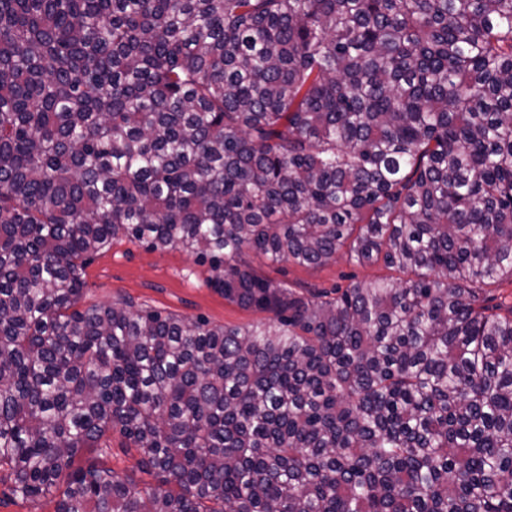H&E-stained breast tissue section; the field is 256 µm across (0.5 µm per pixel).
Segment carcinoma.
Returning <instances> with one entry per match:
<instances>
[{"label":"carcinoma","mask_w":512,"mask_h":512,"mask_svg":"<svg viewBox=\"0 0 512 512\" xmlns=\"http://www.w3.org/2000/svg\"><path fill=\"white\" fill-rule=\"evenodd\" d=\"M273 314L80 307L115 239ZM391 274L304 295L245 256ZM512 0H0V471L55 512H512ZM120 447L158 479L94 460Z\"/></svg>","instance_id":"1"}]
</instances>
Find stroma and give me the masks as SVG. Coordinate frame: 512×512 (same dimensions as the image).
Listing matches in <instances>:
<instances>
[{
  "label": "stroma",
  "instance_id": "obj_1",
  "mask_svg": "<svg viewBox=\"0 0 512 512\" xmlns=\"http://www.w3.org/2000/svg\"><path fill=\"white\" fill-rule=\"evenodd\" d=\"M261 275L301 291L345 288L368 283L382 275L378 265H359L341 256L322 267H302L288 262L272 264L251 257ZM208 265L179 249L150 250L125 239L101 250L85 269L83 305L117 300L133 307H150L193 320L206 318L217 326H259L270 313L244 309L224 300L207 285Z\"/></svg>",
  "mask_w": 512,
  "mask_h": 512
}]
</instances>
